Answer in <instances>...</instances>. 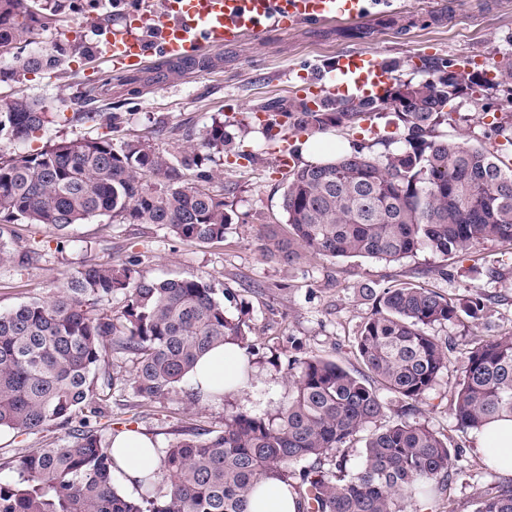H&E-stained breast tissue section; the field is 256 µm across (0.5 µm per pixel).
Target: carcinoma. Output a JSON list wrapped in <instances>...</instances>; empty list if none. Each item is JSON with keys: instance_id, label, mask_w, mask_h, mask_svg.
Masks as SVG:
<instances>
[{"instance_id": "obj_1", "label": "carcinoma", "mask_w": 512, "mask_h": 512, "mask_svg": "<svg viewBox=\"0 0 512 512\" xmlns=\"http://www.w3.org/2000/svg\"><path fill=\"white\" fill-rule=\"evenodd\" d=\"M58 0H0V56L13 55L18 72L61 65L76 50L58 42L26 55L40 32L61 22ZM431 77L410 83L403 101L391 96L327 100L311 109L272 112L263 127L315 134L351 128L391 108L404 146L373 156L357 148L323 164L286 172L282 198L288 238L268 237V252L288 264L306 257H367L399 261L429 250L446 256L485 242L512 243V163L483 146L436 139L452 119L451 88L483 91L488 71H460L453 82L430 66ZM75 119L104 128L93 138L64 140L44 149L0 154V223L40 224L60 234L92 217L126 224H161L197 243L224 241L229 218L224 197L207 188L203 168L232 142L215 121L196 144L161 153L141 138L112 143V122L100 112ZM67 121L24 96H0V144L31 140L42 127ZM193 171L197 185L186 186ZM157 183L150 185L147 180ZM134 262L89 263L63 287L0 311V430L37 434L69 427L68 441L5 463L15 477L0 481V512H247L263 479L296 495L298 512H420L421 501L451 485L456 449L402 411L366 442L353 474L324 462L347 448L364 428L385 417L384 389L417 402L452 362L454 346L427 333L464 312L481 319L488 299H453L405 282L365 287L373 312L353 348L365 373L318 356L288 359V401L268 417L231 411L221 430L191 429L163 450L159 474L138 497L121 494L112 442L102 420L111 418L97 390L122 381L110 373L113 354L131 358L125 384L137 407L161 402L189 382L207 351L233 343L251 353L246 310L232 316L235 297L200 278L146 281ZM124 296L121 309L108 305ZM462 378L453 416L472 433L494 419L512 420V334L476 336L460 360ZM300 465L298 469L290 466ZM474 512H512V483L481 488Z\"/></svg>"}]
</instances>
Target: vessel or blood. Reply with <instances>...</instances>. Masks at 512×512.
Returning <instances> with one entry per match:
<instances>
[{
	"label": "vessel or blood",
	"instance_id": "obj_1",
	"mask_svg": "<svg viewBox=\"0 0 512 512\" xmlns=\"http://www.w3.org/2000/svg\"><path fill=\"white\" fill-rule=\"evenodd\" d=\"M385 0H162L160 15L143 12L133 23L134 34L104 39L103 61L117 68L141 66L150 51L182 60L206 48H220L266 27L293 28L309 21H359ZM150 38H143L142 29ZM390 74L376 54L348 51L333 74L308 78L309 102L334 95L380 94Z\"/></svg>",
	"mask_w": 512,
	"mask_h": 512
}]
</instances>
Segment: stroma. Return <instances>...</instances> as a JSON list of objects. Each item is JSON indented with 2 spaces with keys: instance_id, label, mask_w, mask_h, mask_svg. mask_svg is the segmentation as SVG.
I'll list each match as a JSON object with an SVG mask.
<instances>
[{
  "instance_id": "1",
  "label": "stroma",
  "mask_w": 512,
  "mask_h": 512,
  "mask_svg": "<svg viewBox=\"0 0 512 512\" xmlns=\"http://www.w3.org/2000/svg\"><path fill=\"white\" fill-rule=\"evenodd\" d=\"M62 2L67 27L41 32L39 46L45 49L77 37L81 52L54 71L23 73L0 83V95L15 92L38 101L46 111L67 116L64 122L45 124L26 149L96 135V128L73 121L77 112L120 113L125 122L113 133V143L139 136L161 152L220 119L235 147L234 153L212 155L207 163L229 217L223 242L185 241L164 226L125 224L108 215L73 225L62 236L20 222L0 226V241L13 255L12 261L0 264L1 311L49 296L88 262L130 259L136 262L138 278L201 277L248 302L254 349L252 380L245 391L196 401L190 386L181 385L160 406L136 418L130 409L132 392L116 390L107 400L113 419H132L133 430L165 448L189 424L220 429L232 410L274 414L288 397L289 356L316 355L359 370L352 342L372 310L371 300L362 294L366 286L411 282L456 298H489L483 319L462 313L430 327V335L459 350L473 336L512 332V246L487 242L471 253L448 257L422 250L397 262L317 257L288 266L268 256L259 232L266 225H284L285 181L272 143L252 117L254 111L269 112L276 106L284 112L297 110L303 94L296 75L331 72L337 56L349 50L376 53L392 77L412 82L426 78L429 63L468 69L495 64L504 72L497 87L455 99L450 105L453 121L441 125L436 135L470 146L501 147L502 137L478 118L490 112L500 121L512 120V75L507 72L512 66V0H391L358 23L269 27L191 62L152 55L144 66L122 70L108 68L97 57L105 26L129 33L134 15L159 8L161 0ZM384 127L379 119L369 132L332 128L315 140L344 151L362 145L379 155L389 148L375 136ZM32 249L39 250V259L24 262ZM441 268L447 269V277L438 276ZM459 380L458 365H450L408 415L447 437L461 452L460 472L449 490L431 499L433 512H473L477 489L508 479L484 466L471 434L456 426L451 408Z\"/></svg>"
}]
</instances>
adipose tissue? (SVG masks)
<instances>
[{"instance_id": "ef3b65f1", "label": "adipose tissue", "mask_w": 512, "mask_h": 512, "mask_svg": "<svg viewBox=\"0 0 512 512\" xmlns=\"http://www.w3.org/2000/svg\"><path fill=\"white\" fill-rule=\"evenodd\" d=\"M246 362L243 350L228 344L203 356L190 377L202 395L236 393L243 389L241 372ZM477 450L487 463L512 473V421H495L474 435ZM119 471L128 486L158 471L161 454L148 436L135 432L119 435L112 445ZM294 494L281 482L261 481L250 499L248 512H297Z\"/></svg>"}]
</instances>
